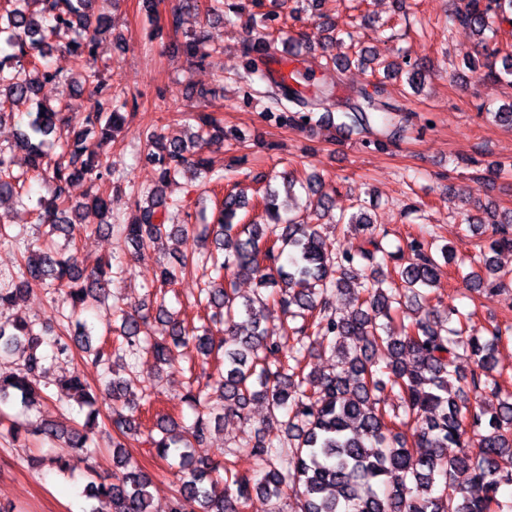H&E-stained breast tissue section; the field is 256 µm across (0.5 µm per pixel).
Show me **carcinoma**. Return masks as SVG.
<instances>
[{"label": "carcinoma", "mask_w": 512, "mask_h": 512, "mask_svg": "<svg viewBox=\"0 0 512 512\" xmlns=\"http://www.w3.org/2000/svg\"><path fill=\"white\" fill-rule=\"evenodd\" d=\"M511 14L512 0H463L450 18L448 28L465 27L478 37L482 60H469L467 66L483 80L512 76V52L496 42L492 28L493 18L507 20ZM269 20L268 14H252L241 23L247 34L245 55L251 60L240 82L251 96L260 93L256 83L267 82L299 106L297 111L286 106L269 110L264 113L268 120L301 128L331 121V91L318 88L308 97L294 87L298 72L276 79L259 67L274 55ZM107 26L106 15L94 13L93 0H4L0 6V118L21 109L30 116L29 132L22 133L15 147H0V201L22 206L32 201L24 191L30 175L45 182L50 193L36 201L45 228L42 243L30 242L24 229L0 221V241L15 243L19 256L17 272L0 279V310L18 304L35 287L61 297L54 324L0 320V357H17L15 368L0 371V404L10 398L19 401L32 432L59 443L60 450L47 459L66 472L72 459L86 462L97 450V394L76 373L63 384L77 395L79 409H87L82 428L30 419L49 398L44 362L79 357L102 367L109 375L104 393L112 400L114 472L109 481H87L81 495L109 505L106 510L93 505L89 512H152L149 477L129 452L141 426L128 399L134 371L123 379L116 376L115 366L124 351L144 349L156 366L170 369L181 348L191 347L206 358L222 353L224 372L186 394L195 413L192 423L180 425L166 415L154 423L158 436L150 442L158 456L178 459L170 512H243L255 493L278 501L290 491L303 500L302 512H501L500 491L512 485V392L496 376L502 330L495 325L484 334L469 333L466 317L457 309L405 321L455 261L454 250L413 238L406 249L389 251L383 245L388 231L371 223L361 204L333 224L340 233L353 230L362 236V245L352 252L336 248L321 224L283 219L273 191L262 197L264 222L249 224L238 217L246 205L244 195L225 194L216 224H205L199 232L205 250L182 256L176 266L161 260L150 276L153 284L169 285L199 267L209 271L198 302L224 318V335H212L205 323L185 324L161 301L154 316L146 305L123 314L117 347L93 346L92 328L79 319V312L105 298L112 263L89 269L77 248L65 255L49 240L63 234L74 243L85 208L102 217L95 231L112 230V194L96 190L74 203L68 191L75 180H87L96 188L112 179L102 154L122 126L120 109L127 98L97 67L99 35ZM61 31L72 34L64 51L82 70L93 100L84 127L77 131L66 130L71 105L52 108L38 101L41 83L57 77L40 67V60L51 49L49 40ZM181 48L196 64L218 53L204 29L188 35ZM321 59L341 73L371 64L388 75L397 73L394 64L364 49L353 56ZM398 111L399 106L362 93L360 101L341 112L343 121L336 130L371 134L376 113ZM196 120L199 131L188 142L148 134L146 158L158 172V185L147 193L139 191L146 195L134 200L139 216L123 227L125 240L137 248H157L163 239L188 232L186 224H164L166 213L175 207L164 196L168 182L181 176L205 188L224 180L207 155L211 145L224 141V127L209 113H198ZM48 146L61 149L52 163L46 161ZM16 147L29 155L27 173L14 169ZM305 182L317 196L316 208L328 210L330 196L322 183L314 175ZM476 247L470 265L477 269L463 276L466 286L475 292L506 286L494 256L512 251V218L492 221L491 236ZM243 277L259 285L244 299L237 290ZM335 294L344 298L349 315H336L331 302ZM271 304L285 319L298 322L291 333L261 324ZM152 319L161 330L148 340ZM382 346L388 356L380 361L376 355ZM317 347L330 348L334 370L306 369L303 353ZM271 355L276 356L273 366ZM463 356L474 364L468 377L456 365ZM386 386L398 390L399 404L389 409L375 396ZM254 403L265 405L272 417L282 413L287 434V443L276 444L261 430L254 431L247 447L257 461V474L238 475L228 465L192 456L189 449L207 440L212 424L230 415L249 423L248 408ZM451 446L458 448L454 455L447 453ZM47 459L32 458L30 464L40 467ZM221 467L229 475L224 481L216 477ZM461 472L467 475L463 484L456 480Z\"/></svg>", "instance_id": "1"}]
</instances>
